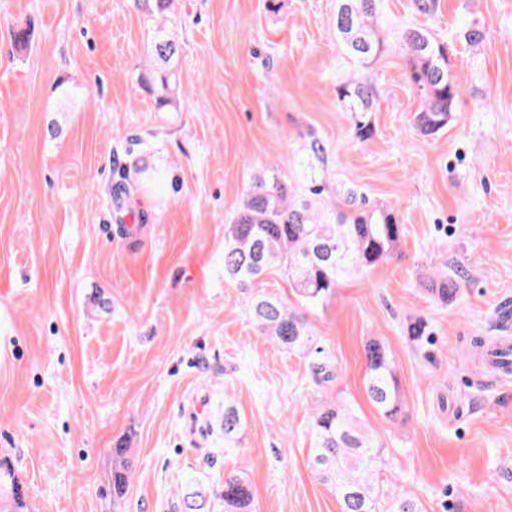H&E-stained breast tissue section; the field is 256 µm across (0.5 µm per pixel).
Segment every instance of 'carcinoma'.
Returning a JSON list of instances; mask_svg holds the SVG:
<instances>
[{"instance_id":"cac0c4a2","label":"carcinoma","mask_w":512,"mask_h":512,"mask_svg":"<svg viewBox=\"0 0 512 512\" xmlns=\"http://www.w3.org/2000/svg\"><path fill=\"white\" fill-rule=\"evenodd\" d=\"M148 19L156 22L150 44L152 65L148 86L158 107L170 105L177 97L176 60L180 45L168 31L165 20L174 0H135ZM336 31L349 54L368 60L378 54L372 20L379 0H337ZM409 49V76L423 94L415 126L423 135H434L446 127L458 96V83L449 65L448 45L426 29L405 31ZM376 96L368 82L344 85L339 101L350 112L355 135L367 139L373 134L371 112ZM323 188L310 190L311 197L296 198L288 181L276 167L253 177L241 206L224 229V281L254 291L249 315L259 331L289 352L306 356L321 350L306 318L279 299L257 287L271 270L288 277L299 307L324 305L344 278L368 272L386 262L397 250L403 227L393 214L368 206L365 198L349 188L338 194L343 209L330 219L313 209V198ZM460 283L443 273L426 284L425 291L441 303L452 301ZM365 391L369 401L384 417L395 420L403 402L394 361L379 340L365 345ZM224 440L234 439L241 429V417L231 405L224 407L221 421ZM312 464L331 483L340 512H376L383 495L377 478L378 445L373 433L345 404L320 407L312 415ZM130 449L120 442L112 449V504L122 502L131 483ZM224 502V512H250L253 491L242 477L229 474L214 491ZM0 512H30L25 484L12 461L0 457Z\"/></svg>"}]
</instances>
